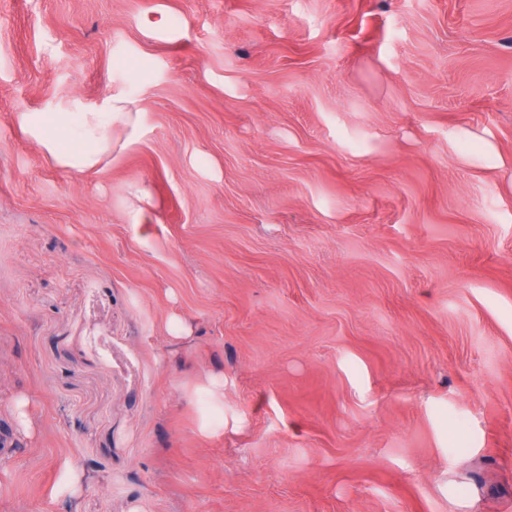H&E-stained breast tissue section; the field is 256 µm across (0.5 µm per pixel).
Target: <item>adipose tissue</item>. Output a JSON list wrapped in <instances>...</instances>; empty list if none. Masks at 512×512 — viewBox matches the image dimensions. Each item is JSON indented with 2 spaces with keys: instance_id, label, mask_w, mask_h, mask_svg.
Here are the masks:
<instances>
[{
  "instance_id": "ef3b65f1",
  "label": "adipose tissue",
  "mask_w": 512,
  "mask_h": 512,
  "mask_svg": "<svg viewBox=\"0 0 512 512\" xmlns=\"http://www.w3.org/2000/svg\"><path fill=\"white\" fill-rule=\"evenodd\" d=\"M141 117L137 99L117 85L97 101L73 97L52 112L18 113L16 124L59 169L86 175L98 172L116 151L113 126L126 129L132 141L142 133Z\"/></svg>"
}]
</instances>
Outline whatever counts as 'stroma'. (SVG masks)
<instances>
[{
    "label": "stroma",
    "instance_id": "stroma-1",
    "mask_svg": "<svg viewBox=\"0 0 512 512\" xmlns=\"http://www.w3.org/2000/svg\"><path fill=\"white\" fill-rule=\"evenodd\" d=\"M0 512H512V0H0ZM138 100L122 86H112L98 101L73 97L58 103L55 112H20V132L36 143L59 169L72 175L93 174L119 147L112 127L127 130L125 144L142 133Z\"/></svg>",
    "mask_w": 512,
    "mask_h": 512
}]
</instances>
